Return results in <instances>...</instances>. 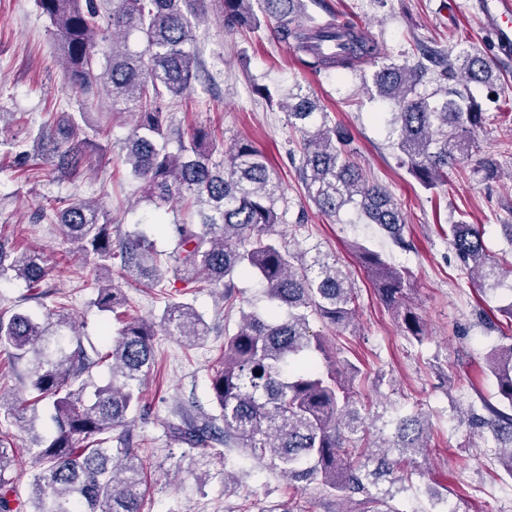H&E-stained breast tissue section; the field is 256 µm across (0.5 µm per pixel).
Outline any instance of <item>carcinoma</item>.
<instances>
[{
  "label": "carcinoma",
  "mask_w": 512,
  "mask_h": 512,
  "mask_svg": "<svg viewBox=\"0 0 512 512\" xmlns=\"http://www.w3.org/2000/svg\"><path fill=\"white\" fill-rule=\"evenodd\" d=\"M258 2L260 14L253 0H224V26L251 30L272 21L279 37L316 72L354 70L380 55L356 25L349 22L341 30L333 19L318 22L304 0ZM35 4L61 38L72 91L88 100L104 88L112 102L137 107L126 163L148 197L180 206L192 220L176 225L175 246L162 253L138 232L112 238L108 215L84 199H73L60 211H41L39 220L56 219L78 244L87 283L96 289L93 304L115 315L121 327L106 338V352L97 354V362L108 363L111 382L88 395L85 375L91 363L83 351H69L79 332L64 303L44 317L0 310V352L30 358L33 394L24 404L0 392V420L21 424L27 409L41 402L49 410L46 434L31 439V512H141V458L131 448L112 447L111 433L133 421L157 332L153 323L122 312L121 285L146 279L156 287L171 269L192 293L224 288L228 309L236 305L235 276H253L264 290L266 309L244 310L235 330L224 329V361L211 374L209 388L224 423V447L267 459L288 479L294 495L283 512H307L297 492L309 486L351 504L336 512H400L380 483L412 478L415 457L423 450L420 417L396 419L388 434L376 429L373 445L361 447L367 426L356 408V392L343 378L345 372L355 378L360 369L347 360L338 364L335 353L310 330L314 317L342 329L351 325L358 298L351 272L318 248L292 250L276 237L282 186L251 141H234L218 162L202 130L180 140L179 154L165 149L164 142L180 131L168 124L164 102L184 97L200 79L193 29L205 17L204 0H111L106 12L104 0ZM134 34L138 49L129 44ZM418 52L436 67V93L417 91L419 73L427 70L421 62L415 68L387 65L376 73L375 85L379 96L400 109L395 122L402 163L430 189L468 156L476 134L487 131L485 113L466 90L486 82L491 66L472 54L458 64L422 44ZM296 99L280 106L301 134L299 169L310 199L327 215L356 205L370 223L403 242L398 204L384 187L362 178L349 161V140L329 125L327 113L317 111L307 96ZM4 116L0 112V134L10 135V143L30 141L44 161L73 173L88 165L92 153L105 151L76 136L88 121L87 112H64L53 125L19 133L3 125ZM449 232L470 271L483 279L500 275V261L488 250L479 225L460 222ZM356 254L404 335L422 341L423 323L408 303L410 271L363 246ZM53 270L40 251L7 253L0 246V278L9 274L37 288ZM284 307L286 319L279 315ZM160 327L192 342L205 334L202 316L183 302L166 307ZM488 366L505 408L486 401L485 413L472 408L468 421L488 431L500 467L512 477V341L491 351ZM175 433L195 448L217 440L210 421L177 426ZM12 441L13 434L0 426V512H15Z\"/></svg>",
  "instance_id": "carcinoma-1"
}]
</instances>
